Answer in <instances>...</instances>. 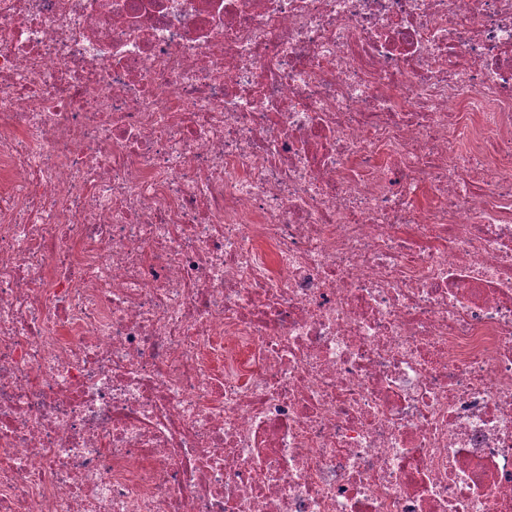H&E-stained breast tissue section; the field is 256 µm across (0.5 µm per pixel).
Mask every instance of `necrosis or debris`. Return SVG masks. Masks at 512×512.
Returning <instances> with one entry per match:
<instances>
[{
    "instance_id": "1",
    "label": "necrosis or debris",
    "mask_w": 512,
    "mask_h": 512,
    "mask_svg": "<svg viewBox=\"0 0 512 512\" xmlns=\"http://www.w3.org/2000/svg\"><path fill=\"white\" fill-rule=\"evenodd\" d=\"M0 512H512V0H0Z\"/></svg>"
}]
</instances>
